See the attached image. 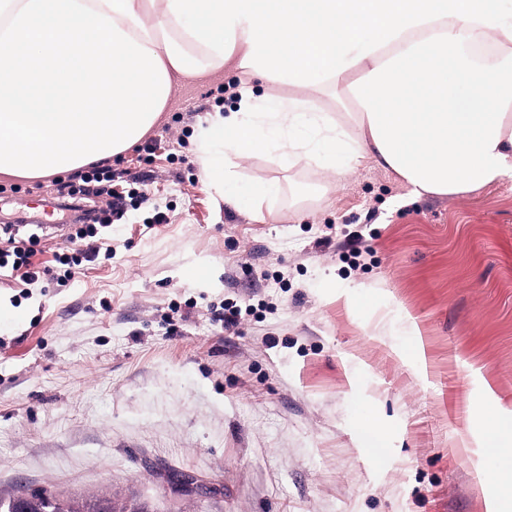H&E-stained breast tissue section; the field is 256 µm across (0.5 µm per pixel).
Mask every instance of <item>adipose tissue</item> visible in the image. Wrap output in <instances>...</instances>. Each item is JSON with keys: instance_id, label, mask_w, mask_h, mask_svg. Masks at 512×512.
<instances>
[{"instance_id": "adipose-tissue-1", "label": "adipose tissue", "mask_w": 512, "mask_h": 512, "mask_svg": "<svg viewBox=\"0 0 512 512\" xmlns=\"http://www.w3.org/2000/svg\"><path fill=\"white\" fill-rule=\"evenodd\" d=\"M154 50L169 79L230 64L241 91L192 142L206 186L237 205L236 161L343 154L394 171L411 196H456L512 178V12L503 0H78ZM493 42L496 64L468 43ZM356 82H348L350 73ZM343 90L350 136L327 102Z\"/></svg>"}]
</instances>
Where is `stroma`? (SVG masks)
<instances>
[{
	"label": "stroma",
	"mask_w": 512,
	"mask_h": 512,
	"mask_svg": "<svg viewBox=\"0 0 512 512\" xmlns=\"http://www.w3.org/2000/svg\"><path fill=\"white\" fill-rule=\"evenodd\" d=\"M235 77L176 82L162 121L211 109ZM119 166L147 175L149 201L99 228L111 257L72 279L0 275V496L512 512V476L480 437L512 418V179L414 200L368 162L337 180L256 156L238 188H282L257 211L200 183L188 147ZM1 185L0 225L38 231L39 180ZM157 206L168 221L153 226ZM41 234L37 259L53 262L68 229ZM224 304L240 312L230 332L211 320Z\"/></svg>",
	"instance_id": "35a3bbf8"
}]
</instances>
